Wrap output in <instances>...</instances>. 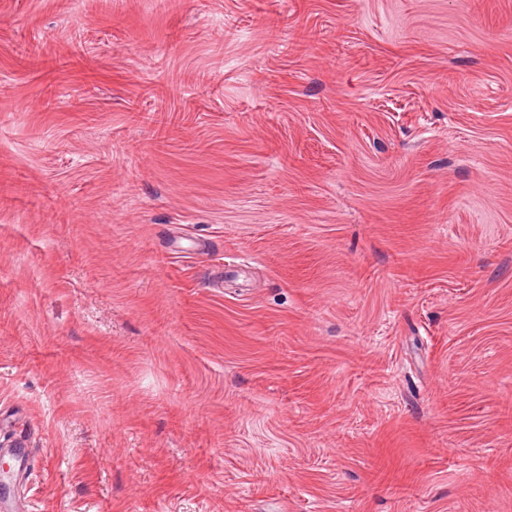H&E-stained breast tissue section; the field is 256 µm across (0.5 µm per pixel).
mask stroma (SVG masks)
<instances>
[{
  "mask_svg": "<svg viewBox=\"0 0 512 512\" xmlns=\"http://www.w3.org/2000/svg\"><path fill=\"white\" fill-rule=\"evenodd\" d=\"M1 419L31 512H512V0H0ZM0 456L9 461L8 476L16 483H22L32 469V456L27 440L14 439L7 448H0Z\"/></svg>",
  "mask_w": 512,
  "mask_h": 512,
  "instance_id": "35a3bbf8",
  "label": "stroma"
}]
</instances>
